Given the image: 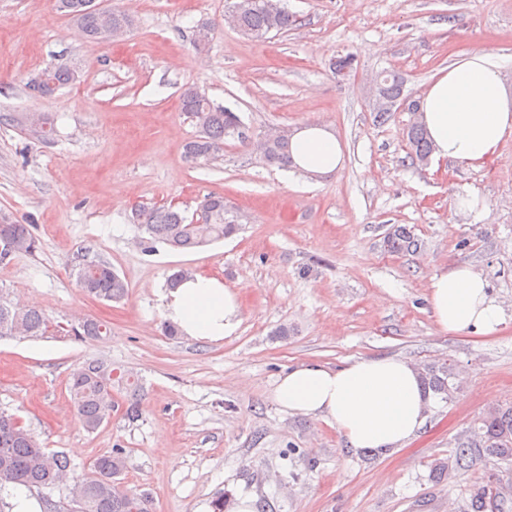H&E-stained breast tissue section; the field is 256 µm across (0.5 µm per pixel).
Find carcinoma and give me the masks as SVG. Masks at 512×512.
<instances>
[{
    "instance_id": "carcinoma-1",
    "label": "carcinoma",
    "mask_w": 512,
    "mask_h": 512,
    "mask_svg": "<svg viewBox=\"0 0 512 512\" xmlns=\"http://www.w3.org/2000/svg\"><path fill=\"white\" fill-rule=\"evenodd\" d=\"M56 10L73 21L83 35L92 42L113 40L125 35L134 26L133 17L114 8L104 18L95 0H56ZM224 22L240 34L263 39L272 32L283 33L299 23L298 16L288 9L286 0H234ZM72 71L58 67L37 83L27 82L28 89L39 96H50L58 88L74 81ZM405 80L395 71L381 74L375 91L389 99H397L403 92ZM181 110L195 119L198 133L185 145L184 156L192 165L207 164L224 152L226 140L239 141L251 148L267 166L281 169L292 167L289 144L293 132L284 129L275 136H254L244 126L239 115L231 109L214 104L196 88L182 92ZM408 159L413 165H426L432 153V144L423 125L412 121L406 130ZM240 216L224 199L211 194L198 205L195 218L187 220L171 207L143 205L134 212V222L147 235L145 242H161L172 249L191 250L204 247L235 234ZM7 239L13 251L30 252L35 239L24 224L0 222V239ZM390 253L417 249L418 241L405 226L394 225L383 240ZM77 281L88 295L107 302H120L128 294V285L112 266L103 260L82 259L75 264ZM48 328L46 319L34 306H19L0 294V336H41ZM110 333L103 323L87 319L74 335L83 339H98ZM424 392L451 400L457 388L455 365L447 362H429L420 367ZM125 376H113L112 365L91 361L71 373L69 392L82 426L96 430L112 413V385H122ZM478 455L494 464H512V406L493 407L473 426L454 441L448 458L435 461L430 475L437 482L446 480L454 469L468 466ZM70 460L62 453H48L37 438L20 426L12 416L0 412V487L8 484L28 488H51L66 478ZM125 468L124 451L98 457L89 471L74 483V512H150L149 501L120 487L118 477ZM512 502L508 489L492 483L469 492L466 512H505Z\"/></svg>"
}]
</instances>
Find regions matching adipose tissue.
Listing matches in <instances>:
<instances>
[{"label": "adipose tissue", "instance_id": "adipose-tissue-1", "mask_svg": "<svg viewBox=\"0 0 512 512\" xmlns=\"http://www.w3.org/2000/svg\"><path fill=\"white\" fill-rule=\"evenodd\" d=\"M419 119L436 160L479 169L500 157L512 136V94L501 64L478 50L463 54L430 81ZM291 154L306 175L332 173L343 160L336 135L312 123L295 132ZM429 301L438 326L450 334L490 337L505 321L486 279L466 262L433 277ZM241 315L238 289L213 276L193 275L164 297V318L196 341L233 336ZM272 397L283 412L335 426L356 452L401 450L418 436L428 413L417 368L395 356L362 357L339 368L302 363L278 378Z\"/></svg>", "mask_w": 512, "mask_h": 512}]
</instances>
